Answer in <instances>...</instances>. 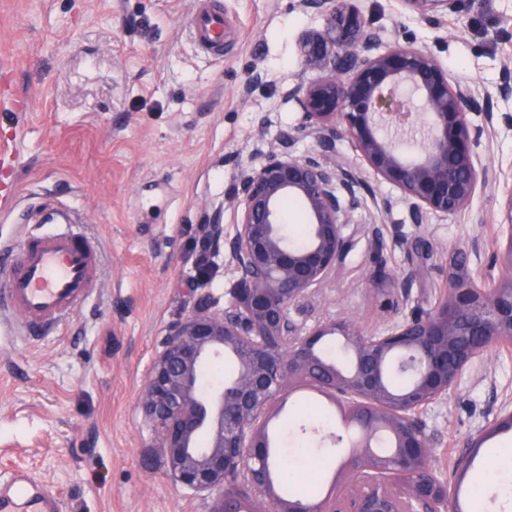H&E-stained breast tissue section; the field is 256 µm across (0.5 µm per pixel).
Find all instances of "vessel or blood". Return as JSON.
I'll return each instance as SVG.
<instances>
[{
    "label": "vessel or blood",
    "instance_id": "obj_1",
    "mask_svg": "<svg viewBox=\"0 0 512 512\" xmlns=\"http://www.w3.org/2000/svg\"><path fill=\"white\" fill-rule=\"evenodd\" d=\"M188 26L197 46L219 56L224 49V9L208 5ZM6 286L0 305L21 317L30 332L44 335L70 318L91 293L99 256L91 242L74 231H48L26 238L19 248L0 253ZM56 512L55 499L33 488L26 475L13 474L0 485V512Z\"/></svg>",
    "mask_w": 512,
    "mask_h": 512
}]
</instances>
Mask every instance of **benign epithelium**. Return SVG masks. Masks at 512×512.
Returning <instances> with one entry per match:
<instances>
[{
  "mask_svg": "<svg viewBox=\"0 0 512 512\" xmlns=\"http://www.w3.org/2000/svg\"><path fill=\"white\" fill-rule=\"evenodd\" d=\"M297 2L324 20L299 43L303 65L318 73L292 89L302 121L281 131L260 160L239 165L234 235L224 238L219 211L209 224L212 246L227 249L238 274L233 300L215 312L204 296L168 327L141 409L170 479L213 497L210 512H461L457 495L435 476L432 444L413 414L445 399L479 353L512 345V173L494 177L505 188L500 224L509 272L498 287L477 286L455 255L431 310L380 334L341 322L302 335L288 310L350 250L348 218L364 204V174L396 186L418 224L430 212L452 218L471 205L489 184L474 147L494 129L492 95L453 79L428 50L397 38L382 44L358 0ZM400 2L433 22L457 10V0ZM472 113L483 123H472ZM304 135L319 151L298 157L293 147ZM343 139L355 145L363 168L336 152ZM288 198L308 215L302 245L283 229ZM330 335L352 353L345 371L321 354ZM220 359L233 361L236 372L206 390L202 375ZM394 371L410 376L406 387L391 386ZM293 383L343 397L363 431L361 451L345 463L349 483L316 504L281 498L269 464L266 413ZM381 431L393 439L396 478L388 481L368 466Z\"/></svg>",
  "mask_w": 512,
  "mask_h": 512,
  "instance_id": "obj_1",
  "label": "benign epithelium"
}]
</instances>
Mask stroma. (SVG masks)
Segmentation results:
<instances>
[{"label":"stroma","instance_id":"obj_1","mask_svg":"<svg viewBox=\"0 0 512 512\" xmlns=\"http://www.w3.org/2000/svg\"><path fill=\"white\" fill-rule=\"evenodd\" d=\"M221 2L224 54L214 57L189 32L195 0H0V92L29 97L23 115L0 109V143L15 152L0 179L19 189L15 205L0 208V247L73 225L100 259L88 301L47 337L29 339L19 316L0 312V475L22 471L52 489L56 512L211 508L169 479L140 397L168 326L200 296L218 311L232 300L228 255L210 250L211 273L198 281L193 240L217 210L225 236L234 234L236 164L299 123L290 92L317 77L299 39L324 25L295 0ZM360 6L382 42L407 35L457 80L490 89L512 70V0H462L463 17L439 24L399 0ZM256 68L263 79L248 84ZM474 153L478 168L512 170V127L496 124ZM500 195L489 185L461 215L416 224L397 187L367 177L347 256L291 318L303 332L341 320L384 331L432 307L455 255L470 278L498 283ZM408 273L410 293L397 295L391 278ZM509 411L512 349L484 352L447 399L418 415L439 478L466 493L493 470L494 450L512 448V430L493 428ZM346 412L306 386L272 409L276 458L318 466L307 500L345 484L355 433Z\"/></svg>","mask_w":512,"mask_h":512}]
</instances>
